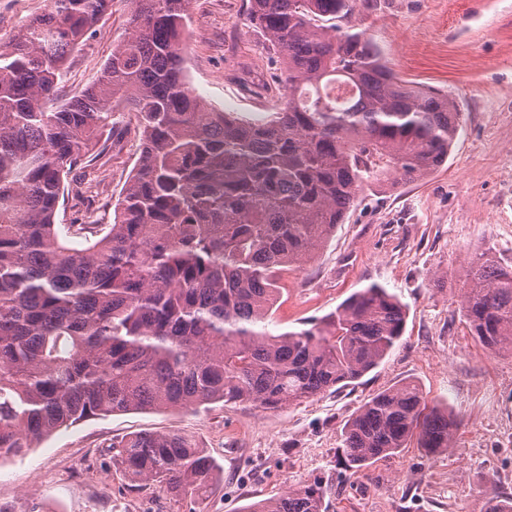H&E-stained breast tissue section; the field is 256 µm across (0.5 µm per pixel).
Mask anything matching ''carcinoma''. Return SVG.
Instances as JSON below:
<instances>
[{
    "instance_id": "1",
    "label": "carcinoma",
    "mask_w": 512,
    "mask_h": 512,
    "mask_svg": "<svg viewBox=\"0 0 512 512\" xmlns=\"http://www.w3.org/2000/svg\"><path fill=\"white\" fill-rule=\"evenodd\" d=\"M190 0H132L123 41L64 98L70 55L112 0H49L0 48V458L78 421L222 402L277 410L375 369L407 306L371 284L322 318L273 334L278 277L313 261L364 186L439 168L459 130L454 100L399 77L353 22L377 0H250L283 61L288 98L254 117L189 86ZM142 148L96 228L59 224L74 168L92 166L119 109ZM470 335L512 353V266L490 248L464 269ZM462 421L414 383L365 401L343 428L356 472L411 441L456 446ZM129 482L208 496L219 466L175 432L112 444ZM326 488L290 487L242 512H323Z\"/></svg>"
}]
</instances>
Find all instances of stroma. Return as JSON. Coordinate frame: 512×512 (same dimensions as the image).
<instances>
[{"label":"stroma","mask_w":512,"mask_h":512,"mask_svg":"<svg viewBox=\"0 0 512 512\" xmlns=\"http://www.w3.org/2000/svg\"><path fill=\"white\" fill-rule=\"evenodd\" d=\"M249 0H191L186 75L224 112L272 111L282 62L247 19ZM48 0H0V46ZM130 0H112L95 35L66 64L62 92L78 93L127 31ZM401 78L453 98L462 127L446 162L424 179L364 187L310 264L282 274L277 331L320 318L376 282L408 307L406 329L383 363L348 387L270 411L215 403L183 411H129L90 418L0 459L6 512H240L316 480L327 512H478L512 497V354L485 350L461 320L463 270L492 248L512 262V0H378L360 15ZM116 135L91 175L74 170L79 194L57 221L108 224L140 154L134 113L115 114ZM414 382L462 420L455 448L410 447L355 474L342 462V431L377 392ZM177 431L222 468L202 501L132 485L112 444L144 432Z\"/></svg>","instance_id":"1"}]
</instances>
